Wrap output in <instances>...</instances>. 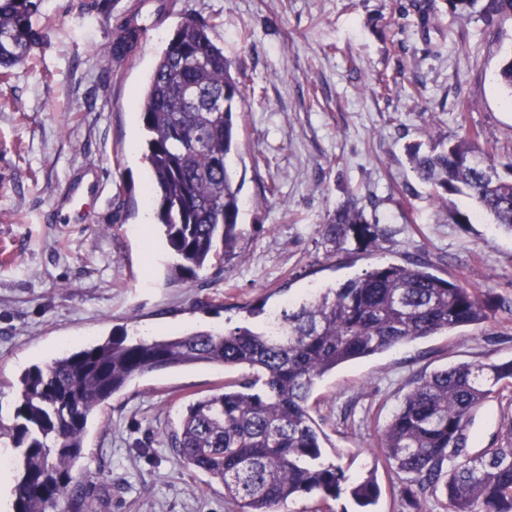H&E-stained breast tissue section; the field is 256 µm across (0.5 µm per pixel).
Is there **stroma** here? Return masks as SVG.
<instances>
[{"label":"stroma","mask_w":512,"mask_h":512,"mask_svg":"<svg viewBox=\"0 0 512 512\" xmlns=\"http://www.w3.org/2000/svg\"><path fill=\"white\" fill-rule=\"evenodd\" d=\"M88 2L42 0L43 45L0 79V421L12 418L22 372L64 351L122 333L261 327L284 305L389 263L422 259L512 303V234L467 196L431 197L407 158L409 145L476 131L499 173L512 175V95L496 77L512 21L488 26L450 13L446 0H430L426 24L419 0H181L245 69L229 160L245 236L235 257L175 283L169 249L144 230L150 173L135 96L180 12L158 13V0ZM133 15L155 29L115 59L110 46ZM85 170L99 172L103 202L88 223H58L63 186ZM353 201L382 234L339 250L323 226ZM453 208L471 222L455 223ZM510 359L512 317L499 313L337 367L310 399L326 462L353 477L374 473L371 512H437L429 495L402 504L381 429L421 376ZM245 375L213 365L152 372L104 403L78 463L97 512H230L223 487L182 464L172 436L191 402ZM511 419L512 387L474 413L473 450L500 443Z\"/></svg>","instance_id":"35a3bbf8"}]
</instances>
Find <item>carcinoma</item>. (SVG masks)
<instances>
[{"mask_svg": "<svg viewBox=\"0 0 512 512\" xmlns=\"http://www.w3.org/2000/svg\"><path fill=\"white\" fill-rule=\"evenodd\" d=\"M42 0H0V77L23 64L43 40L33 18ZM454 14L488 25L512 20V0H448ZM210 25L184 14L160 54L137 106L146 132L145 191L156 203L159 231L176 263L173 279L196 278L213 259L234 252L244 237L240 188L227 165L237 149L239 75L209 34ZM136 16L122 27L112 54L137 43ZM418 177L443 202L475 200L479 211L512 233V178L496 173L494 156L470 134L422 152L409 148ZM336 249L349 239H374L364 211L344 206L324 225ZM491 296L430 271V264L378 266L338 288H325L274 315L265 330L236 326L177 336H112L28 368L19 378L12 423L0 437L18 450L13 512H95L81 496L75 463L89 418L138 376L196 364L246 367L242 381L188 405L175 436L180 462L224 486L237 512H272L301 494L317 496L315 512H335L350 493L362 508L379 486L373 475L353 480L322 460L310 413L315 381L341 364L399 344L491 319ZM512 383V360L458 364L420 377L385 425V463L399 478L403 500L415 504L442 489L443 512H512V420L506 440L470 453L468 425L496 386Z\"/></svg>", "mask_w": 512, "mask_h": 512, "instance_id": "carcinoma-1", "label": "carcinoma"}]
</instances>
